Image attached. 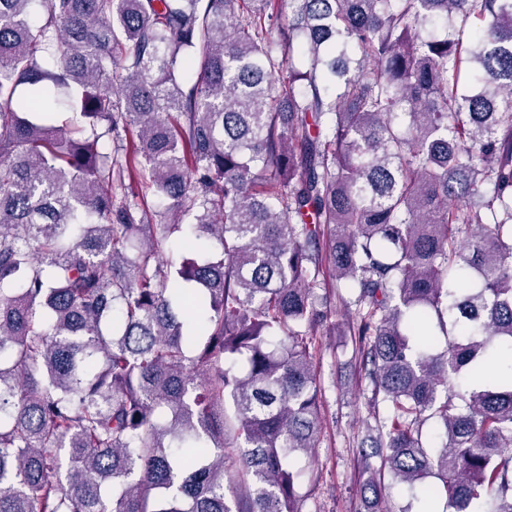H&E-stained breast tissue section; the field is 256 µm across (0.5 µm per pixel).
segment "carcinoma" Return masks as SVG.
Here are the masks:
<instances>
[{
  "mask_svg": "<svg viewBox=\"0 0 512 512\" xmlns=\"http://www.w3.org/2000/svg\"><path fill=\"white\" fill-rule=\"evenodd\" d=\"M328 272L367 512H512V0H0V512H317Z\"/></svg>",
  "mask_w": 512,
  "mask_h": 512,
  "instance_id": "carcinoma-1",
  "label": "carcinoma"
}]
</instances>
